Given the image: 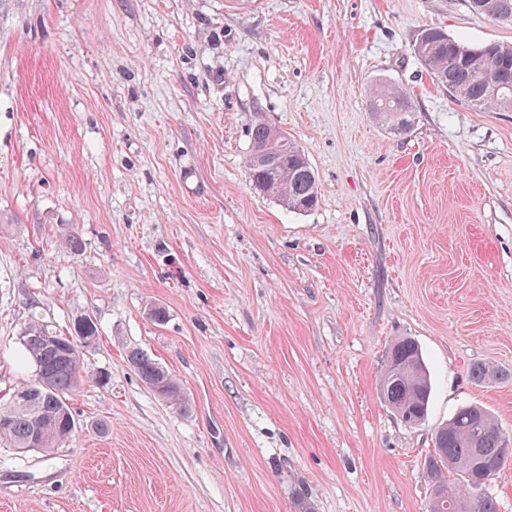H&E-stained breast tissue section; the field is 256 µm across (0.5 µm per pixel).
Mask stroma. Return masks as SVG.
Returning a JSON list of instances; mask_svg holds the SVG:
<instances>
[{
    "label": "stroma",
    "instance_id": "stroma-1",
    "mask_svg": "<svg viewBox=\"0 0 512 512\" xmlns=\"http://www.w3.org/2000/svg\"><path fill=\"white\" fill-rule=\"evenodd\" d=\"M429 27L512 45L468 0H0V404L35 377L25 327H97L70 441H0V512H427L457 408L512 436V112L437 86ZM379 80L410 93L407 134L372 118ZM260 121L317 209L251 189ZM401 337L432 383L415 427L378 390ZM127 360L140 379L160 399L179 408L185 406L186 399L180 384L154 359L138 348H131Z\"/></svg>",
    "mask_w": 512,
    "mask_h": 512
}]
</instances>
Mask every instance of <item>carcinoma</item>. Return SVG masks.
<instances>
[{"instance_id":"1","label":"carcinoma","mask_w":512,"mask_h":512,"mask_svg":"<svg viewBox=\"0 0 512 512\" xmlns=\"http://www.w3.org/2000/svg\"><path fill=\"white\" fill-rule=\"evenodd\" d=\"M481 14L498 21L512 0H479ZM415 57L436 84L458 102L477 110H512V45L489 43L472 46L448 36L438 28H425L413 44ZM501 73L498 92H486L483 73ZM370 110L394 133L410 131L415 108L410 96L387 82L370 89ZM272 127L265 122L251 129L247 162L253 189L277 199L293 212L315 209L321 200L315 172L294 143H288L285 163L274 171L256 163V148L269 141ZM24 346L35 366L36 378L15 390L11 401L0 406V440L13 447L50 452L64 444L75 429V417L67 396L77 386L81 373L78 340L53 334L31 324L25 328ZM127 360L140 379L160 399L184 407L186 399L176 379L138 348ZM379 393L386 407L408 426L420 424L428 412L431 384L429 371L418 345L410 338L397 340L388 352ZM490 413L478 405L460 408L435 432L433 450L425 459L433 483L429 512H499L496 501L485 492L504 467L502 458L512 449Z\"/></svg>"}]
</instances>
